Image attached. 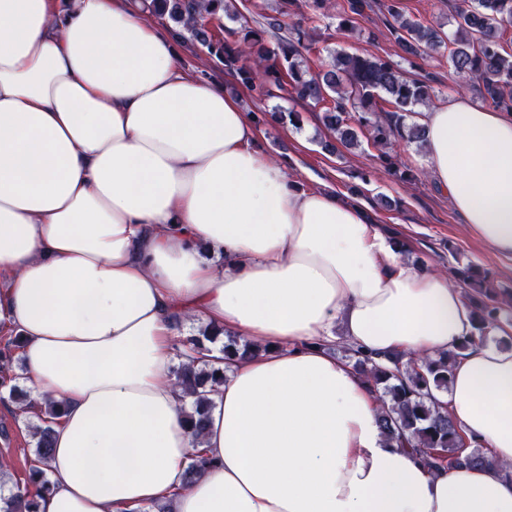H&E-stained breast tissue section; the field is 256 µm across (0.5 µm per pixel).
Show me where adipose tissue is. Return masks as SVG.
<instances>
[{"mask_svg":"<svg viewBox=\"0 0 512 512\" xmlns=\"http://www.w3.org/2000/svg\"><path fill=\"white\" fill-rule=\"evenodd\" d=\"M416 122L428 176L512 257V114L456 94ZM254 137L131 0H0V332L64 406L38 512H512V318L474 331L446 273ZM207 325L263 351L225 370L196 442L173 344ZM464 336L438 399L488 462L436 470L328 344L418 358Z\"/></svg>","mask_w":512,"mask_h":512,"instance_id":"1","label":"adipose tissue"}]
</instances>
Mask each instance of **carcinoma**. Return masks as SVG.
<instances>
[{
  "instance_id": "obj_1",
  "label": "carcinoma",
  "mask_w": 512,
  "mask_h": 512,
  "mask_svg": "<svg viewBox=\"0 0 512 512\" xmlns=\"http://www.w3.org/2000/svg\"><path fill=\"white\" fill-rule=\"evenodd\" d=\"M236 0H143L150 15L168 19L182 27L180 38L199 44L247 88L271 93L290 88L296 100L323 110L322 122L336 134V142L324 143L330 153L336 144L355 147L366 139L377 148L397 141L424 145L423 128L406 123L407 114L417 105L432 102L431 87L425 80L412 79L389 58L374 54L331 53V62L313 70L308 55L318 43V22L326 17L330 0H278L276 15L253 27L235 5ZM393 19L389 33L395 44L415 60L427 51L439 49L444 40L433 27L405 17L398 0L376 4L374 0H346L336 15L337 28L346 33L358 29V19L374 8ZM457 24L448 61L453 72L473 81L481 100L504 112H512V54L504 46L503 35L512 26V0H460L454 7ZM228 18L236 28L219 23L220 35L208 26L210 20ZM456 274L470 282L469 294L478 330L499 320L500 307L494 289L474 278L473 266L456 268ZM218 339L202 330L182 336L176 348L193 357L173 370L176 383L195 397L184 422L193 438L207 427V392L224 383V376L204 359L206 343ZM471 337L462 338L452 350L435 358L404 359L402 356L375 358L348 345L338 348L354 361V366L380 402L378 424L383 434L419 453L435 469L453 464L482 466L487 463L478 446L464 447V435L456 426L448 407L434 393L448 391L449 361L461 355ZM254 345L237 336L225 335L224 359H245L255 355ZM41 424L32 427L36 439L35 456L43 468L30 472L37 487L32 495L16 487L0 497V512H37V498L51 491L46 466L52 456L53 425L61 415V404L46 400L38 407Z\"/></svg>"
}]
</instances>
